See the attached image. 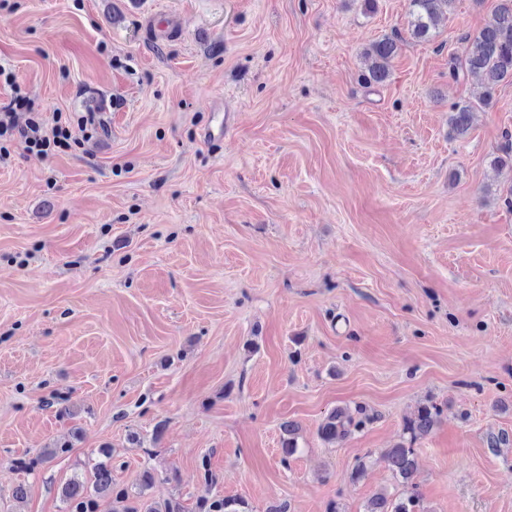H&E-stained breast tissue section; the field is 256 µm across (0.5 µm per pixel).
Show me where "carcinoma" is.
Here are the masks:
<instances>
[{"label":"carcinoma","instance_id":"1","mask_svg":"<svg viewBox=\"0 0 512 512\" xmlns=\"http://www.w3.org/2000/svg\"><path fill=\"white\" fill-rule=\"evenodd\" d=\"M451 4L452 0H409L413 37L429 39L443 7ZM398 50V42L393 38L372 43L366 52L370 80L381 83L388 77L390 63ZM449 75L454 79L477 76L489 89L506 79H512V0H500L486 25L471 38L466 59L451 63ZM472 109L470 103L454 105L450 124L456 134L467 132ZM360 413L362 410L357 408L333 409L319 427L321 439L328 444L345 439L363 425L364 420L358 417ZM440 414V408L433 403L420 406L416 414L405 422L404 430L408 438L383 453L394 476L411 488L410 494L393 502L386 494L377 493L369 499L366 512H421L420 497L414 483L417 469L414 444L432 430ZM283 430L282 462L286 463L298 448L296 425L288 422ZM98 454L106 457V460L93 465L91 479L77 474L61 487L60 497L67 505V512H100L104 499L112 500L113 512H183L180 503L174 500L162 503L145 501L138 508L127 507L125 502L129 499V491L112 477V464L108 462L111 458L110 448L103 446L98 449ZM243 508L244 503L237 499L220 497L203 498L197 505L198 512H243Z\"/></svg>","mask_w":512,"mask_h":512}]
</instances>
